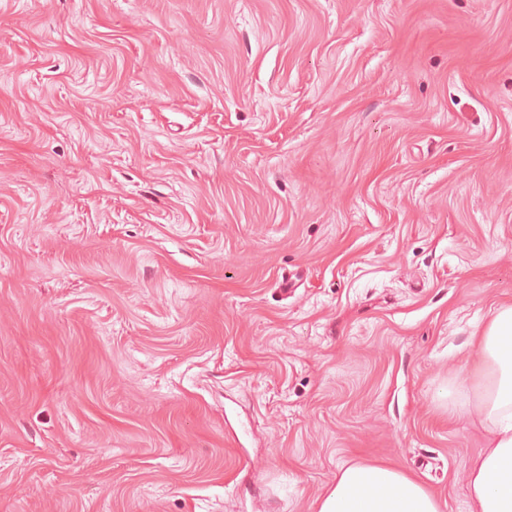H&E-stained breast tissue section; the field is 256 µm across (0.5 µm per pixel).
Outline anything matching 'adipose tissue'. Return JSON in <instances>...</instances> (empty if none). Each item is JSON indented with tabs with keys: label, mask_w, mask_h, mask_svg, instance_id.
Segmentation results:
<instances>
[{
	"label": "adipose tissue",
	"mask_w": 512,
	"mask_h": 512,
	"mask_svg": "<svg viewBox=\"0 0 512 512\" xmlns=\"http://www.w3.org/2000/svg\"><path fill=\"white\" fill-rule=\"evenodd\" d=\"M467 391L489 430L469 470L470 512H512V306L499 308L478 336ZM318 512H440L436 497L391 466L339 468Z\"/></svg>",
	"instance_id": "obj_1"
}]
</instances>
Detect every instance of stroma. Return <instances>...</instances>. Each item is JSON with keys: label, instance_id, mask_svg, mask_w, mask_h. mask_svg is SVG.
Instances as JSON below:
<instances>
[{"label": "stroma", "instance_id": "35a3bbf8", "mask_svg": "<svg viewBox=\"0 0 512 512\" xmlns=\"http://www.w3.org/2000/svg\"><path fill=\"white\" fill-rule=\"evenodd\" d=\"M512 305V0H0V512H469ZM436 497L391 466L351 463L339 468L318 512H440Z\"/></svg>", "mask_w": 512, "mask_h": 512}]
</instances>
